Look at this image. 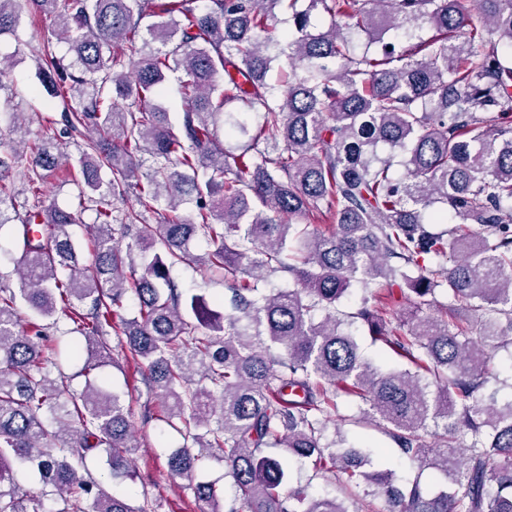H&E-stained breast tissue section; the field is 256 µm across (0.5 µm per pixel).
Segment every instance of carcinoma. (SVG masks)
Segmentation results:
<instances>
[{
	"instance_id": "1",
	"label": "carcinoma",
	"mask_w": 512,
	"mask_h": 512,
	"mask_svg": "<svg viewBox=\"0 0 512 512\" xmlns=\"http://www.w3.org/2000/svg\"><path fill=\"white\" fill-rule=\"evenodd\" d=\"M24 11L68 45L60 56L46 42L36 64L51 94L79 100L62 134L83 140L74 158L42 139L30 170L64 167L98 201L86 265L72 211L36 203L11 223L13 162L0 155V231L20 276L0 287V512H43L47 496L57 512H83L90 497L93 512H147L87 471L96 457L129 472L131 406L92 382L65 393L47 334L60 311L102 358L109 333L126 338L159 420L183 438L168 469L203 512H220L197 479L214 451L236 490L227 512H359L350 496L291 485L264 448L348 487L371 483L383 512H512V396L486 393L492 353L512 346V0H0V34ZM392 31L409 45L396 49ZM177 72L174 128L160 95ZM237 110L259 117L255 134ZM130 194L138 208L111 205ZM188 199L189 217L178 213ZM325 210L333 229L302 223ZM194 239L214 250L191 256ZM187 259L224 280V312L178 288L171 268ZM276 274L292 286L271 287ZM355 283L365 296L340 318ZM439 290L448 304L423 311ZM397 291L413 301L393 319ZM20 304L39 318L26 331ZM355 322L409 367L366 359L343 328ZM343 396L450 486H396L388 470L364 471L361 449L325 441ZM14 462L38 476L37 492L19 493Z\"/></svg>"
}]
</instances>
